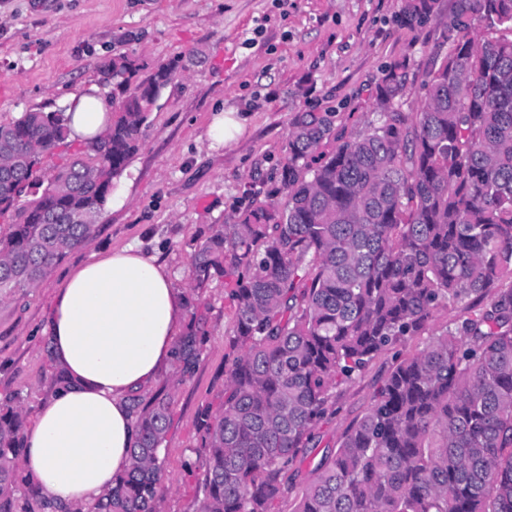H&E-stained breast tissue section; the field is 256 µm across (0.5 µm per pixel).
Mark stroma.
Instances as JSON below:
<instances>
[{"instance_id": "stroma-1", "label": "stroma", "mask_w": 512, "mask_h": 512, "mask_svg": "<svg viewBox=\"0 0 512 512\" xmlns=\"http://www.w3.org/2000/svg\"><path fill=\"white\" fill-rule=\"evenodd\" d=\"M400 0H0V122L53 112L73 93L98 86L101 64L127 55L144 79L177 69L143 132V146L115 181L96 235L72 250L36 287L0 299V406L29 418L56 385L47 360L46 312L55 286L91 252L129 243L176 273L187 309L206 317L207 339L191 376L164 375L154 386L171 400L160 448L165 472L161 512H199L205 455L197 417L224 399L231 352L235 280L216 275L192 286V256L226 217L251 201H284L274 173L297 112H334L354 133L377 117L381 69L409 61L402 111L423 98L422 61L440 34L399 26ZM240 113L243 133L215 146L206 137L214 112ZM393 363L372 361L338 386L337 412L316 427L304 461L276 504L297 512L318 468L370 406Z\"/></svg>"}]
</instances>
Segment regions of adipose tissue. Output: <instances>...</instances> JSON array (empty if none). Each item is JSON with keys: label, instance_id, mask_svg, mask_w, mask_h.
<instances>
[{"label": "adipose tissue", "instance_id": "obj_1", "mask_svg": "<svg viewBox=\"0 0 512 512\" xmlns=\"http://www.w3.org/2000/svg\"><path fill=\"white\" fill-rule=\"evenodd\" d=\"M65 107L71 139L90 143L110 123L97 87ZM185 321L175 273L134 244L91 255L57 286L46 331L67 381L25 428L20 457L42 499L78 512L127 469L137 434L129 398L170 371Z\"/></svg>", "mask_w": 512, "mask_h": 512}]
</instances>
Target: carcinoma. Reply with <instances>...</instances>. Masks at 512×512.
Returning a JSON list of instances; mask_svg holds the SVG:
<instances>
[{
    "label": "carcinoma",
    "mask_w": 512,
    "mask_h": 512,
    "mask_svg": "<svg viewBox=\"0 0 512 512\" xmlns=\"http://www.w3.org/2000/svg\"><path fill=\"white\" fill-rule=\"evenodd\" d=\"M397 21L435 22L448 52L424 66L412 112L409 62L380 73V119L346 134L334 112H297L279 169L281 205L255 202L195 251L201 286L236 276L224 403L201 410L200 512H274L335 386L401 341L367 409L309 486L299 512H512V0H401ZM112 125L51 178L41 158L68 136L62 111L0 123V296L36 287L90 242L114 180L139 151L174 67L131 85L124 55L101 66ZM493 295L488 306L481 303ZM457 306L467 315L438 327ZM206 336L192 313L173 353L191 375ZM130 467L88 512H160L170 399H131ZM22 417L0 414V512L22 454Z\"/></svg>",
    "instance_id": "1"
}]
</instances>
